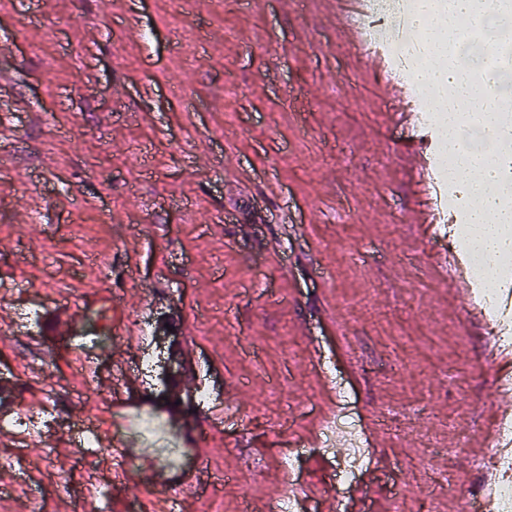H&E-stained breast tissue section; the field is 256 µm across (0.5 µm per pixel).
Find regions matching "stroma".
Listing matches in <instances>:
<instances>
[{"label":"stroma","mask_w":512,"mask_h":512,"mask_svg":"<svg viewBox=\"0 0 512 512\" xmlns=\"http://www.w3.org/2000/svg\"><path fill=\"white\" fill-rule=\"evenodd\" d=\"M411 95L339 0H0V512H146L170 450L186 512H262L291 471L341 512L302 443L341 385L383 460L366 512L479 490L512 357L421 220Z\"/></svg>","instance_id":"35a3bbf8"}]
</instances>
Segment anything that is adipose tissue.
Here are the masks:
<instances>
[{
  "instance_id": "obj_1",
  "label": "adipose tissue",
  "mask_w": 512,
  "mask_h": 512,
  "mask_svg": "<svg viewBox=\"0 0 512 512\" xmlns=\"http://www.w3.org/2000/svg\"><path fill=\"white\" fill-rule=\"evenodd\" d=\"M474 14L492 25L506 19L501 0H447L437 23L425 30L437 65L419 73L416 87L441 114V131L452 160L450 178L464 184L476 201L470 214V235L486 258L480 276L496 288L501 280L499 265L512 253V113L503 103L502 72L487 64L498 53L499 43L485 38L478 57L466 69L447 63L445 52L448 41L460 36V19ZM452 87L476 107L470 125L477 132V147L467 149L460 144L465 125L447 96Z\"/></svg>"
}]
</instances>
